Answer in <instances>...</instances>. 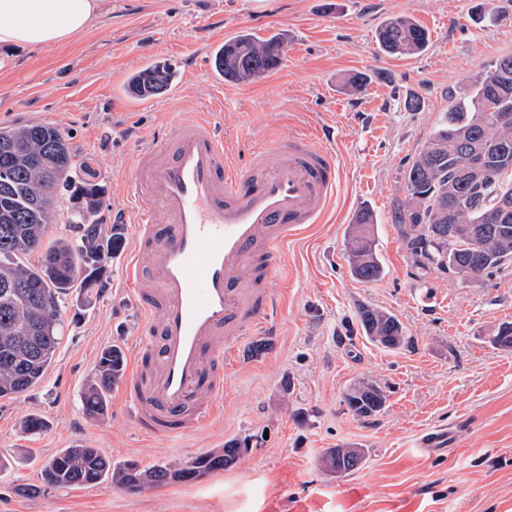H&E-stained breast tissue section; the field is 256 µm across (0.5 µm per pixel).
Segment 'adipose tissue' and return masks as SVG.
<instances>
[{"instance_id": "ef3b65f1", "label": "adipose tissue", "mask_w": 512, "mask_h": 512, "mask_svg": "<svg viewBox=\"0 0 512 512\" xmlns=\"http://www.w3.org/2000/svg\"><path fill=\"white\" fill-rule=\"evenodd\" d=\"M103 0H0V46L44 47L94 27Z\"/></svg>"}]
</instances>
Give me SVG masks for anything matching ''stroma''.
Returning a JSON list of instances; mask_svg holds the SVG:
<instances>
[{
  "label": "stroma",
  "mask_w": 512,
  "mask_h": 512,
  "mask_svg": "<svg viewBox=\"0 0 512 512\" xmlns=\"http://www.w3.org/2000/svg\"><path fill=\"white\" fill-rule=\"evenodd\" d=\"M478 0H106L94 29L51 47H17L0 70V126L36 120L69 139L81 178L98 184L103 232L131 214L132 157L177 112L212 113L226 142L269 145L288 133L330 131L336 199L322 224L289 243L272 281L282 296L277 334L261 359L236 370L224 409L179 440L141 433L118 390L93 418L84 392L103 348L130 353L138 311L123 253L92 290L65 301L61 344L42 381L0 400V512H512V350L495 346L512 322V266L483 283L418 269L398 225L403 172L448 109V89L512 53V0H494L497 23L475 22ZM409 16L430 34L417 56L379 52L376 32ZM281 34L280 66L247 84L223 81L201 59L237 33ZM175 64L177 99L133 100L128 75ZM369 74L361 92L343 89ZM423 106L411 111L410 98ZM375 217L383 277L362 282L345 243L360 207ZM389 310L409 343L391 352L365 338L355 312ZM386 390L383 411L356 417L344 402L355 381ZM41 416L42 432L22 423ZM444 448L420 449L427 432ZM251 449L230 469L130 493L111 482L61 490L40 472L58 449L82 442L113 461L184 462L236 437ZM360 448L347 476L319 465L330 448Z\"/></svg>",
  "instance_id": "obj_1"
}]
</instances>
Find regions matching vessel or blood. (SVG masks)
I'll use <instances>...</instances> for the list:
<instances>
[{
    "label": "vessel or blood",
    "mask_w": 512,
    "mask_h": 512,
    "mask_svg": "<svg viewBox=\"0 0 512 512\" xmlns=\"http://www.w3.org/2000/svg\"><path fill=\"white\" fill-rule=\"evenodd\" d=\"M130 186L140 332L121 402L142 433L173 439L215 419L238 355L275 335L269 283L333 205L337 167L325 139L293 134L235 157L212 117L188 112L136 151Z\"/></svg>",
    "instance_id": "b4317fda"
}]
</instances>
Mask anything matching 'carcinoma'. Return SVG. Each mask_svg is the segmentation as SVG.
Listing matches in <instances>:
<instances>
[{
    "label": "carcinoma",
    "instance_id": "cac0c4a2",
    "mask_svg": "<svg viewBox=\"0 0 512 512\" xmlns=\"http://www.w3.org/2000/svg\"><path fill=\"white\" fill-rule=\"evenodd\" d=\"M379 50L408 57L424 52L429 33L414 19L398 16L378 29ZM279 35L243 32L215 50L224 81L248 83L282 61ZM178 78L175 65L155 62L130 75L125 93L145 99L169 91ZM0 398H13L39 384L60 343L61 302L72 288H93L105 273L104 259L122 249L121 228L101 234L102 192L78 178L68 138L40 122L0 127ZM404 200L392 221L402 226L407 250L418 267L449 271L465 281H479L512 262V54L489 63L469 82L448 89V112L413 157L404 174ZM83 198L73 236L44 243L56 214L60 191ZM373 212L355 214L346 240L350 273L365 281L384 274L376 250ZM356 318L374 344L396 351L408 344L405 328L388 310L361 306ZM124 374V355L106 348L98 359L96 379L84 395L86 412L107 411V392ZM345 402L360 418L381 412L384 388L374 380L352 384ZM251 437L234 438L183 463L148 468L134 461L115 464L87 445L62 448L41 471L42 483L60 489L111 481L128 492L200 479L237 463ZM336 475L359 469V448H331L322 458Z\"/></svg>",
    "mask_w": 512,
    "mask_h": 512
}]
</instances>
